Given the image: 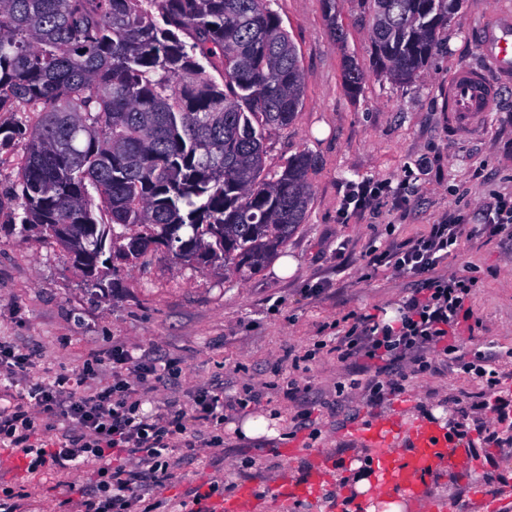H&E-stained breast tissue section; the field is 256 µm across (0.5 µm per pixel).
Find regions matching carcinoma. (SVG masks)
Segmentation results:
<instances>
[{
	"mask_svg": "<svg viewBox=\"0 0 512 512\" xmlns=\"http://www.w3.org/2000/svg\"><path fill=\"white\" fill-rule=\"evenodd\" d=\"M377 72L412 82L460 0H355ZM344 41L336 0H322ZM163 25H158L154 14ZM356 96L366 74L344 61ZM297 49L269 0H0V150L21 144V224L69 251L93 286L100 265L166 247L198 268L257 272L310 202L313 157L271 174L265 133L303 105ZM110 249H105V246Z\"/></svg>",
	"mask_w": 512,
	"mask_h": 512,
	"instance_id": "carcinoma-1",
	"label": "carcinoma"
}]
</instances>
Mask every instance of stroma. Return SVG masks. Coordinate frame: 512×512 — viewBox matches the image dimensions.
Returning a JSON list of instances; mask_svg holds the SVG:
<instances>
[{"label": "stroma", "instance_id": "obj_1", "mask_svg": "<svg viewBox=\"0 0 512 512\" xmlns=\"http://www.w3.org/2000/svg\"><path fill=\"white\" fill-rule=\"evenodd\" d=\"M270 7L297 47L305 91L294 123L267 136V169L282 170L302 151L316 160L305 221L281 249L296 261V273L280 278L268 265L220 276L158 252L136 267L104 271L100 286H91L60 246L16 219L13 148L0 152V340L39 349L32 373L45 378L60 369L81 371L117 341L174 361L178 375L164 398L144 403L147 412H163L167 398L190 407L201 385H223L228 399L242 397L245 385L266 386L260 403L229 412L219 431L223 445L174 451L172 478L159 491L169 500H181L203 481L224 487L299 479L311 463L304 449L317 448L339 476L326 495L251 512H328L332 497L355 490L354 465L365 455L355 431L375 415L401 430L422 420L457 423L476 464L463 473L444 469L439 498L464 512H491L480 497L489 490L498 499L492 512H512V236H471L441 267L477 283V325L464 345L492 354L499 411L486 407L479 378L436 353L430 371L409 377L405 394L369 402L364 386L373 367L339 361L320 346L334 338L343 317L394 311L413 288L411 278L391 268L369 269L372 249L395 248L446 218L464 215L481 223L494 197L512 194V85L501 88L475 130L455 133L446 112L449 76L463 64L483 65L474 30L496 13H512V0H461L441 50L404 87L373 72L367 26L349 7L340 12L346 32L340 44L330 36L321 0H270ZM347 55L367 73L355 97L343 84ZM422 156L429 161L424 169L415 165ZM362 179L404 188L405 202L375 205L341 222L345 185ZM315 284L324 285L323 294L310 295ZM309 351L315 357L299 380L308 387L305 401L322 406L310 432L295 427L303 401L274 388L287 377L292 356ZM353 379L359 388L350 387ZM250 415L272 419L276 436L239 437V423ZM99 466L91 459L77 471L29 473L0 446V492L23 489L27 512H55L68 484L90 481Z\"/></svg>", "mask_w": 512, "mask_h": 512}]
</instances>
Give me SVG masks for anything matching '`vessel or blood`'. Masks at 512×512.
<instances>
[{
  "label": "vessel or blood",
  "mask_w": 512,
  "mask_h": 512,
  "mask_svg": "<svg viewBox=\"0 0 512 512\" xmlns=\"http://www.w3.org/2000/svg\"><path fill=\"white\" fill-rule=\"evenodd\" d=\"M478 47L487 68L459 67L448 81V124L457 131L480 126L491 110L500 88L512 83V15H496L493 22L476 31ZM392 428L370 421L358 429L360 441L372 447L368 466L379 477L382 497L413 502L434 494L433 478L438 468H467L470 457L458 447L452 430L422 423L410 432L409 445L399 452L385 449ZM325 477L312 467L302 481H283L267 490L241 484L234 495L208 501L209 512H244L245 505L265 499L288 504L323 495Z\"/></svg>",
  "instance_id": "vessel-or-blood-1"
}]
</instances>
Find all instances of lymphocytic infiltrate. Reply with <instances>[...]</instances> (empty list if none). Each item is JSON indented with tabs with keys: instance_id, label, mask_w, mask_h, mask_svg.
I'll return each mask as SVG.
<instances>
[{
	"instance_id": "1",
	"label": "lymphocytic infiltrate",
	"mask_w": 512,
	"mask_h": 512,
	"mask_svg": "<svg viewBox=\"0 0 512 512\" xmlns=\"http://www.w3.org/2000/svg\"><path fill=\"white\" fill-rule=\"evenodd\" d=\"M386 199L398 202L402 195L384 181L347 183L339 217L347 219ZM466 229L464 218L457 217L429 225L398 248L372 250L371 265L391 267L416 286L401 300L395 324L359 315L335 339L339 359L376 364L378 377L367 385L370 399L405 392L408 376L401 365L406 358H413L421 373L431 366L430 351L459 352L456 332L471 316L476 283L437 268ZM38 357L37 348L0 341V390L15 395L12 405L0 407V443L9 444L31 472L73 470L87 459L99 461L92 482L69 484L60 512H166L168 502L157 491L171 478V455L177 448L196 447L186 420L194 418L206 428L223 426V392L201 388L191 409L173 403L163 414H147L144 402L174 377L171 361L116 344L80 374L60 371L43 378L31 374ZM103 365L111 367L112 382L98 386L94 380ZM50 431L55 439L39 440V433Z\"/></svg>"
}]
</instances>
